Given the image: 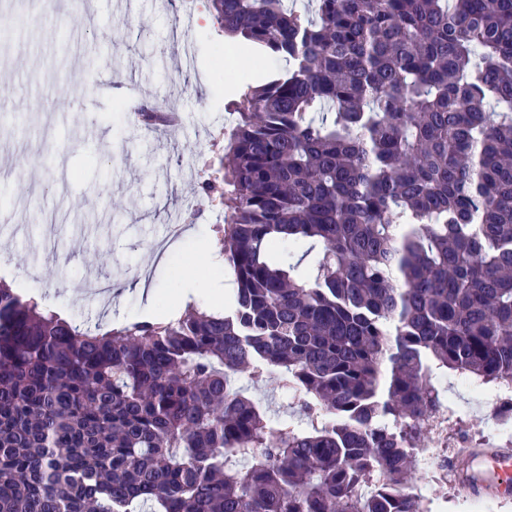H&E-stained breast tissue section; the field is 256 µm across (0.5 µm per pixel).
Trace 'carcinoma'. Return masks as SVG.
Here are the masks:
<instances>
[{
	"instance_id": "carcinoma-1",
	"label": "carcinoma",
	"mask_w": 512,
	"mask_h": 512,
	"mask_svg": "<svg viewBox=\"0 0 512 512\" xmlns=\"http://www.w3.org/2000/svg\"><path fill=\"white\" fill-rule=\"evenodd\" d=\"M209 2L284 62L200 186L233 301L99 333L0 285V512H430L434 380L512 385V0ZM244 385L248 388V395L273 419L287 418L288 421L298 422V424H301V421L302 425L305 426L306 420L293 413V410L289 407L292 400L281 388L276 375L264 373L257 382L245 381Z\"/></svg>"
}]
</instances>
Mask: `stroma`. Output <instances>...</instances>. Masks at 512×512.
Segmentation results:
<instances>
[{
    "label": "stroma",
    "mask_w": 512,
    "mask_h": 512,
    "mask_svg": "<svg viewBox=\"0 0 512 512\" xmlns=\"http://www.w3.org/2000/svg\"><path fill=\"white\" fill-rule=\"evenodd\" d=\"M23 11L20 0H0V32L17 47L0 67V166L10 170L0 178L10 193L0 205V277L43 308L108 329L210 278L197 242L213 238L214 220L199 186L219 168L214 142L244 88L227 82V41L207 6L189 18L182 0L163 10L156 0H89L28 28L17 23ZM187 45L194 65L180 72L176 57ZM92 64L102 69L95 83L84 79ZM132 86L139 105L182 113L178 129L157 138L129 128L117 106ZM189 197L200 204L177 244L151 250L169 211ZM138 279L153 297L131 289ZM437 385L454 409L448 445L417 453L408 490L421 492L431 512H512L464 493L441 469L460 454L459 439L512 442V423L492 418L469 379L451 374ZM247 388L273 419L299 422L276 375Z\"/></svg>",
    "instance_id": "1"
}]
</instances>
